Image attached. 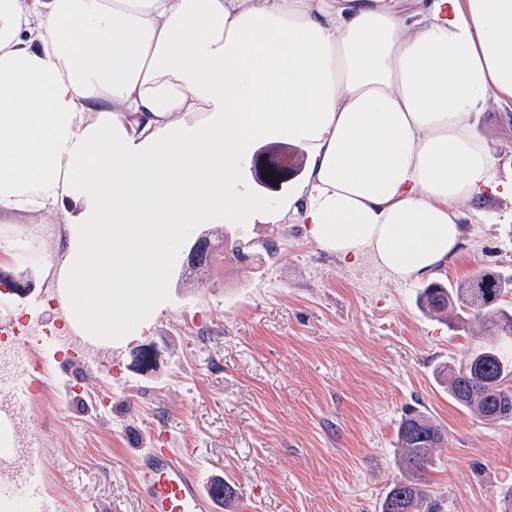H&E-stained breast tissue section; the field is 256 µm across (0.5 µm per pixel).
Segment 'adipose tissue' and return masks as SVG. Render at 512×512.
<instances>
[{
	"label": "adipose tissue",
	"instance_id": "obj_1",
	"mask_svg": "<svg viewBox=\"0 0 512 512\" xmlns=\"http://www.w3.org/2000/svg\"><path fill=\"white\" fill-rule=\"evenodd\" d=\"M512 103V0H0V214L59 212L73 335L150 325L195 224L296 215L395 279L459 249L494 180L470 123ZM261 138L296 195L240 202Z\"/></svg>",
	"mask_w": 512,
	"mask_h": 512
}]
</instances>
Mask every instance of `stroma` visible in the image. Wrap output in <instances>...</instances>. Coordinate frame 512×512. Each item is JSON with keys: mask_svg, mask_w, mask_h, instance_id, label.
Instances as JSON below:
<instances>
[{"mask_svg": "<svg viewBox=\"0 0 512 512\" xmlns=\"http://www.w3.org/2000/svg\"><path fill=\"white\" fill-rule=\"evenodd\" d=\"M472 123L493 156L495 183L462 205V245L432 274L455 285L493 270L512 276V104L490 102ZM288 157L272 183L263 166ZM305 155L262 141L245 172L257 196L288 193ZM219 254L203 272L170 277L150 327L77 350L56 297L52 266L70 229L59 214L0 223L12 243L0 273L29 280L20 298L0 291V324L52 336L41 391L17 407L29 448L17 466L38 472L53 512H144L134 475L145 449L165 442L204 482L227 481L237 497L219 512H379L400 472L398 425L411 408L445 431L428 474L441 512L512 507V421L487 425L457 405L439 376L475 346L479 323L459 331L426 316L421 283L393 279L372 255L349 264L312 242L296 218L246 224L244 263L227 253L221 224L203 227ZM278 243L266 254L265 241ZM153 370L137 369L142 346ZM78 391H71L74 373Z\"/></svg>", "mask_w": 512, "mask_h": 512, "instance_id": "stroma-1", "label": "stroma"}]
</instances>
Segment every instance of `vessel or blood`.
I'll return each instance as SVG.
<instances>
[{
	"instance_id": "vessel-or-blood-1",
	"label": "vessel or blood",
	"mask_w": 512,
	"mask_h": 512,
	"mask_svg": "<svg viewBox=\"0 0 512 512\" xmlns=\"http://www.w3.org/2000/svg\"><path fill=\"white\" fill-rule=\"evenodd\" d=\"M136 489L145 512H214L222 493L218 486L202 484L179 454L168 448H151L141 456L136 470ZM15 505L21 512L40 500L35 479L17 478Z\"/></svg>"
}]
</instances>
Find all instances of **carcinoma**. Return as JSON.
I'll list each match as a JSON object with an SVG mask.
<instances>
[{"label":"carcinoma","instance_id":"cac0c4a2","mask_svg":"<svg viewBox=\"0 0 512 512\" xmlns=\"http://www.w3.org/2000/svg\"><path fill=\"white\" fill-rule=\"evenodd\" d=\"M509 294L512 277L491 271L451 288L431 283L420 292L422 308L432 316L458 324L472 318L485 322L484 344L448 367L446 380L449 396L488 424L512 419V404L502 394L512 392V353L503 348L512 341V311L504 306ZM443 440V427L431 416L422 411L405 414L397 431V459L405 477L392 484L380 512H439L427 472Z\"/></svg>","mask_w":512,"mask_h":512}]
</instances>
